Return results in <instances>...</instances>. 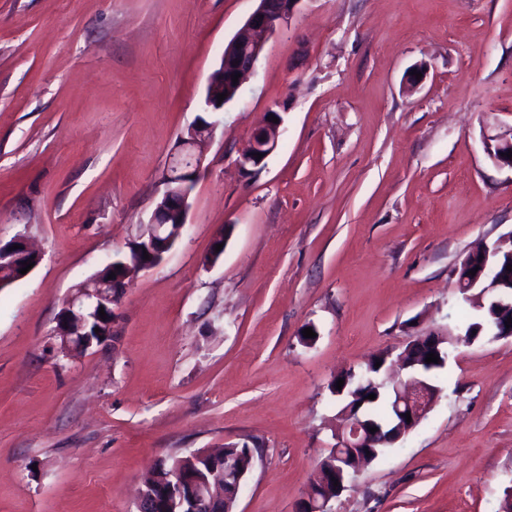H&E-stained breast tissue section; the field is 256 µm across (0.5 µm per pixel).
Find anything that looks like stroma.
<instances>
[{"label":"stroma","instance_id":"obj_1","mask_svg":"<svg viewBox=\"0 0 512 512\" xmlns=\"http://www.w3.org/2000/svg\"><path fill=\"white\" fill-rule=\"evenodd\" d=\"M256 6L0 0V241L42 254L0 293V512H135L159 461L244 442L259 452L236 512H296L336 442L329 383L456 328L461 258L512 232V170L483 144L512 121V0H301L225 107L186 228L129 283L111 340L57 356L62 302L148 222ZM272 108L279 144L243 171ZM440 386L333 512H499L512 340L452 348Z\"/></svg>","mask_w":512,"mask_h":512}]
</instances>
